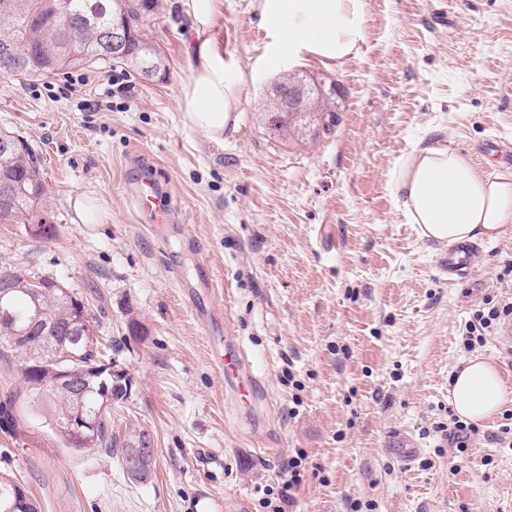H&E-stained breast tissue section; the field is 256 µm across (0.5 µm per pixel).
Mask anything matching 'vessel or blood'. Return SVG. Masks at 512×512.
Masks as SVG:
<instances>
[{
	"label": "vessel or blood",
	"mask_w": 512,
	"mask_h": 512,
	"mask_svg": "<svg viewBox=\"0 0 512 512\" xmlns=\"http://www.w3.org/2000/svg\"><path fill=\"white\" fill-rule=\"evenodd\" d=\"M133 208L140 219L162 226L173 222L177 213L170 198L163 195L157 183L142 179L129 191ZM441 271L449 276L466 277L471 269L470 251L452 252L438 261ZM213 277L207 263H200L198 283L187 292L189 306L205 335H212V316L208 300L213 292ZM213 365L223 375L225 382L234 388L236 401L246 410H254L260 402L258 380L252 365L246 359L237 337L225 335L218 338L212 348Z\"/></svg>",
	"instance_id": "b4317fda"
}]
</instances>
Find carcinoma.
Wrapping results in <instances>:
<instances>
[{
    "label": "carcinoma",
    "instance_id": "1",
    "mask_svg": "<svg viewBox=\"0 0 512 512\" xmlns=\"http://www.w3.org/2000/svg\"><path fill=\"white\" fill-rule=\"evenodd\" d=\"M57 9L50 10L45 0H0V42L15 44L18 57L0 61V76L22 78L41 76L75 66L123 64L135 72L146 66L161 70V54L143 38L141 31L144 4L138 0H55ZM100 21H118L129 27L131 46L136 56L127 60L100 55L98 29L82 24L89 13ZM310 104L325 108L315 112H282L271 130L284 136L303 135L321 126L330 133L336 126L334 103L318 88H307ZM13 140L15 146L0 154V222L28 221L32 235L50 239L55 236L40 164L12 133L0 131V139ZM29 274L0 272V309L9 310L15 319V332L0 331V358L18 362L25 395L30 401L47 398L52 412L45 423L56 430L67 428L78 406L96 419L94 429L87 431L85 442L74 444L76 450L100 449L108 454L118 451L127 456L133 445L149 440L142 430L133 429L119 436L112 432V405L127 399L129 384L122 378L112 379L103 372V354L98 350V319L93 309L65 281L42 276L45 285L31 288ZM59 348L76 354L66 369L83 390L76 396L74 387L56 380L54 372L43 365ZM18 395L0 400V406L13 408L8 434L15 436L25 426L26 415L18 410ZM13 512H39L30 491L14 477L0 475V512L12 503Z\"/></svg>",
    "mask_w": 512,
    "mask_h": 512
}]
</instances>
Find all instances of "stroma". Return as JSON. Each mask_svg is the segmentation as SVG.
<instances>
[{
    "mask_svg": "<svg viewBox=\"0 0 512 512\" xmlns=\"http://www.w3.org/2000/svg\"><path fill=\"white\" fill-rule=\"evenodd\" d=\"M145 31L164 66L142 80L99 65L22 80L0 77V129L38 157L56 234L0 223V269L63 279L99 312L98 334L130 382L112 429L144 430L154 467L131 479L120 456L81 452L32 411L27 432L0 433V470L40 512H204L240 495L247 512L303 454L292 512H512V347L499 332L465 349L486 298L512 297V230L481 241L471 276L449 281L444 245L404 223L388 173L418 141L438 140L482 168L512 147V0H365L356 57L275 58L258 0H221L213 30L246 80L237 130L223 144L186 125L188 22L176 0H148ZM336 83L338 123L316 141L270 136L263 89L292 68ZM119 77L102 95L93 79ZM149 176L178 210L155 230L126 184ZM92 204L84 223L76 201ZM209 261L215 335L237 336L259 379L260 426L238 410L181 288ZM509 390L466 452L434 425L471 355ZM417 447L403 463L400 437Z\"/></svg>",
    "mask_w": 512,
    "mask_h": 512,
    "instance_id": "35a3bbf8",
    "label": "stroma"
}]
</instances>
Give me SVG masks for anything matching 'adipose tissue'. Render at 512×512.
<instances>
[{"instance_id": "1", "label": "adipose tissue", "mask_w": 512, "mask_h": 512, "mask_svg": "<svg viewBox=\"0 0 512 512\" xmlns=\"http://www.w3.org/2000/svg\"><path fill=\"white\" fill-rule=\"evenodd\" d=\"M190 20V76L182 85L183 120L212 143L224 141L240 119L244 79L213 35L219 0H179ZM261 21L278 36V56L340 63L364 37V0H260ZM388 189L421 238L454 246L495 240L512 229V172L486 171L441 143L416 145L389 172ZM508 391L498 368L479 357L450 379L455 413L472 422L498 412Z\"/></svg>"}]
</instances>
